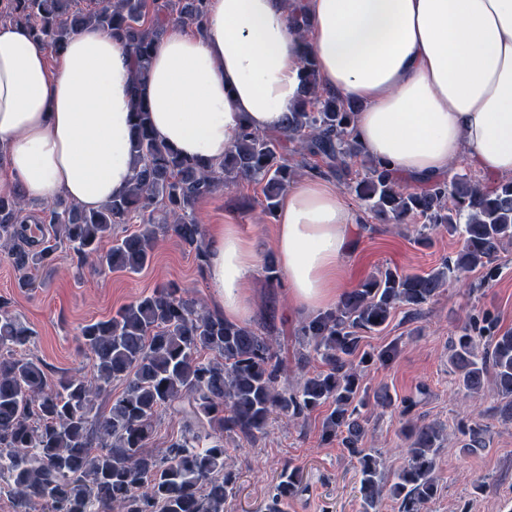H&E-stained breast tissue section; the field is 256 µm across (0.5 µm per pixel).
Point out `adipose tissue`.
I'll list each match as a JSON object with an SVG mask.
<instances>
[{
  "label": "adipose tissue",
  "instance_id": "ef3b65f1",
  "mask_svg": "<svg viewBox=\"0 0 512 512\" xmlns=\"http://www.w3.org/2000/svg\"><path fill=\"white\" fill-rule=\"evenodd\" d=\"M308 53L325 90L362 103L354 134L394 175L439 181L463 159L512 177V0H210L199 26H168L154 45L144 95L155 134L217 162L242 126L280 130ZM132 70L129 51L100 28L80 29L52 56L27 28L0 24V192L88 209L123 194ZM356 233L320 179L289 185L276 256L292 302L335 308ZM256 262L233 227L214 225L206 275L225 320L249 315L244 283Z\"/></svg>",
  "mask_w": 512,
  "mask_h": 512
}]
</instances>
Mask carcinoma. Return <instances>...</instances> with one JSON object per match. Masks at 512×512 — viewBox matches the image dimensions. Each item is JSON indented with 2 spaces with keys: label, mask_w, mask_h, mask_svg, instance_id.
I'll return each instance as SVG.
<instances>
[{
  "label": "carcinoma",
  "mask_w": 512,
  "mask_h": 512,
  "mask_svg": "<svg viewBox=\"0 0 512 512\" xmlns=\"http://www.w3.org/2000/svg\"><path fill=\"white\" fill-rule=\"evenodd\" d=\"M208 3L90 0L81 7L78 0H0L1 17L30 28L54 50L79 29L94 26L111 32L134 58V167L126 192L93 210L64 197L46 203L51 234L38 240L19 223L25 199L0 193V249L19 274L20 287L45 285L60 249L78 278L89 269L138 272L150 263L160 235L194 251L202 268L209 254L204 226L194 217L199 200L250 179L263 184L265 209L273 215L296 169L341 179L363 156L353 135L359 106L323 91L309 54L302 98L277 135L246 127L218 163L183 157L161 141L139 92L154 43L165 32L167 16L198 25ZM284 139L293 143L289 155ZM310 157L321 164H309ZM363 167L353 191L376 220L400 224L419 216L431 230L461 233L462 248L428 273L381 270L343 295L335 309L300 321L293 336L296 363L303 368L318 358L323 369L296 385L288 382L273 308L258 325H240L201 306L187 289L160 285L111 318L78 328V348L93 362L88 379L76 373L52 377L41 363L13 357L34 331L1 297L0 495L10 499L13 512H224L238 479L225 460V444L257 441L278 416L301 426L324 404L332 410L322 438L339 441L357 457L365 512H373L386 494L396 501L397 512H422L437 492L443 430L408 424L405 462L393 477L386 476L378 458L362 446L360 408L366 402L360 392L365 364L390 362L396 347L363 352L362 334L382 329L401 307L418 314L452 278L476 269L487 281L495 277L500 250L512 241V179L488 189L457 174L449 182L408 191L379 162L367 158ZM135 213L143 217L140 229L117 234L116 226ZM479 341L486 344L481 352ZM203 351L214 358H200ZM450 363L465 396L479 393L493 378L501 416L512 420V331H500L497 319L483 314L462 328ZM114 383L123 385L115 397ZM102 398L111 401L104 412ZM164 412L179 417L183 430L154 453L149 443ZM462 433L465 449L486 447L481 425ZM301 484L300 467L285 464L264 512H287L288 498Z\"/></svg>",
  "instance_id": "cac0c4a2"
}]
</instances>
